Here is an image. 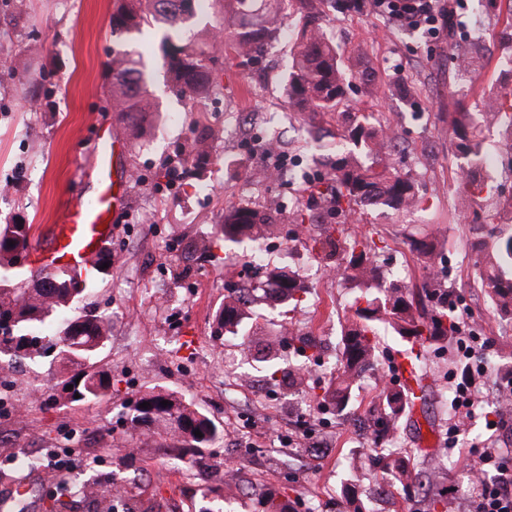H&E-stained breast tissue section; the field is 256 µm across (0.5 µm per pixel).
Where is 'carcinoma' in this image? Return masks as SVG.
<instances>
[{
  "instance_id": "1",
  "label": "carcinoma",
  "mask_w": 512,
  "mask_h": 512,
  "mask_svg": "<svg viewBox=\"0 0 512 512\" xmlns=\"http://www.w3.org/2000/svg\"><path fill=\"white\" fill-rule=\"evenodd\" d=\"M296 11L306 20L293 53L288 74V98L311 113L333 114L345 99L346 90L362 81L360 58L349 57L342 68L336 47L324 39L318 21L321 0H293ZM249 0H116L110 25L112 31L132 32L149 22L167 26L163 42V62L167 81L178 94L206 99L215 93L213 74L223 59L214 48L215 38L227 32L229 48L249 61L258 57L264 42L279 31L274 15L260 27L241 22ZM214 10L219 26L207 22L196 37L171 41L170 32L186 22ZM112 80L106 101L114 112L125 113L126 130L141 131L148 114L158 104L148 93L144 72L138 62L123 55L112 57L108 66ZM343 122L336 140L320 145L333 152L326 164L331 173L314 185L312 204L293 213L294 223L304 232L309 225H324L322 237H309L311 250L336 258V274L355 289L350 313L342 329V351L330 385L316 395L318 403L338 416L349 413L355 379L378 369L382 354L377 328L389 327L406 344H425L443 348L461 331V314L453 291L434 276L414 289L398 279H384L379 260L385 252L384 239L369 233H349L347 224L366 207L394 212L429 209L425 196L414 182L388 163L378 167L364 164L359 154L379 155L383 137L365 130L367 116L358 112L341 113ZM450 136L460 163V178L454 207L472 216L481 234L471 244L473 266L486 296L498 316L512 321V194L506 195L491 174L493 161L486 147V133L500 132L512 150V92L490 90L483 94L482 111L448 114ZM222 131L204 125L189 144L181 147L186 170L198 169L210 161L206 147ZM31 225L0 224V356L5 363L39 364L52 349L65 364V372L48 390L40 392L46 402L95 403L112 387V377L101 364V356L112 336V318L98 314L84 304L92 282L75 270L30 269L24 263L30 249ZM275 223L244 207L224 213L222 223L210 236L197 239L184 249L183 259L190 261L209 253L219 241L239 242L255 234L270 233ZM409 250L422 258L432 256L439 244L433 231L410 233ZM267 277L285 304L284 318H291L309 294L304 281L294 272L267 268ZM234 290L224 296V307L215 314V332L248 334L246 313ZM295 348L304 361L288 374V387L305 384L304 362L311 360L313 345L304 336H294ZM73 386L67 390L66 386ZM80 398H75V395ZM168 401L167 406L161 402ZM149 403L148 408L140 404ZM413 404L412 392L402 385L385 387L377 400L365 410L374 434L381 440L394 437L401 420ZM133 427L154 426L171 432L178 444L165 454L190 466L201 463L200 449L216 442L222 430L214 419L196 409L175 393L157 386L142 392L136 403L126 406ZM198 430V437L193 431ZM380 468L403 483H419L422 473L398 454L379 459ZM259 512H288V505L276 494L263 493Z\"/></svg>"
}]
</instances>
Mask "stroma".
<instances>
[{
	"label": "stroma",
	"mask_w": 512,
	"mask_h": 512,
	"mask_svg": "<svg viewBox=\"0 0 512 512\" xmlns=\"http://www.w3.org/2000/svg\"><path fill=\"white\" fill-rule=\"evenodd\" d=\"M114 0H0V224L31 227V244H46L50 228L70 204L91 199L98 170L93 143L104 130L121 127L106 104V68L114 54L142 60L150 76L147 88L159 102L143 138L129 144L114 166L129 197L128 215L112 232L115 274L97 280L89 297L112 317V337L103 364L112 389L94 404L45 406L37 396L60 371L58 362L0 368V497L27 485L25 512H54L65 498L70 512H93L80 489L90 483H114L125 497L154 504V512H258L257 496L272 492L287 500L291 512H345L347 502L367 512H422L417 489L382 476L381 454L370 437L352 422L337 420L314 395L327 383L329 364L337 360L339 323L354 297L341 277L325 268L302 242L290 216L308 203L306 183H253L248 174L260 159L259 142L223 138L215 159L196 179L169 180L181 166L175 151L191 139L200 123L228 127L238 113L261 122L268 114L288 118L280 132L283 145L307 167L321 169L318 136L336 131L335 120L308 123L283 91L288 68L287 30L298 17L287 0H256L248 25L258 26L277 13L285 32L249 67L225 53L215 74L216 98L206 111L180 99L166 87L161 31L116 33L110 27ZM455 31L440 27L401 29L376 12L370 0L361 9L324 6L322 26L345 51L361 56L378 92L350 94L351 104L371 112L375 126L398 128L402 150L390 153L396 168L411 174L432 204L424 216L386 218L365 210L351 231L373 230L383 237L386 274L399 275L409 287H421L430 273L447 276L458 295L466 329L476 330L473 364L497 384L493 367L512 353V324L500 322L474 275L470 224L450 202L456 188L454 147L448 132L452 112H475L484 90L502 82L497 56L499 35L511 20L505 0H458ZM475 22L482 35L476 51L483 69L464 79L451 49L470 43L466 26ZM37 97L29 112L22 101ZM232 206L272 216L277 232L267 246V263L298 270L312 287L294 318L296 332L320 345L326 364L310 370L306 387L290 392L268 380L254 355L260 344L279 337L276 304L253 303L249 337L215 336L214 317L230 289L243 283L262 288L263 271H252V245H216L211 258L184 268L179 251L191 239L221 223ZM438 228L441 244L431 259L409 252L407 232L423 224ZM457 348L444 355L424 349L427 373L423 404L403 419L393 448L418 470L432 475L436 492L466 482L464 466L472 453L493 444L512 461V417L500 420L497 434L486 422L489 400L476 407L458 444L449 438L453 413L448 376ZM162 386L192 401L223 427L207 470L168 458L172 435L156 429H132L123 406L140 392ZM65 451L72 463L68 495L58 491L52 451ZM40 460L41 469L26 467Z\"/></svg>",
	"instance_id": "obj_1"
}]
</instances>
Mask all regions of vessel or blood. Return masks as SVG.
I'll return each instance as SVG.
<instances>
[{"instance_id":"vessel-or-blood-1","label":"vessel or blood","mask_w":512,"mask_h":512,"mask_svg":"<svg viewBox=\"0 0 512 512\" xmlns=\"http://www.w3.org/2000/svg\"><path fill=\"white\" fill-rule=\"evenodd\" d=\"M126 142L117 137L113 141L95 143L99 172L106 187L93 202L66 207L57 224L51 228L47 246L34 250V260L39 266L85 268L110 243L113 224L126 208L125 195L116 193L109 185L111 164L124 152Z\"/></svg>"}]
</instances>
